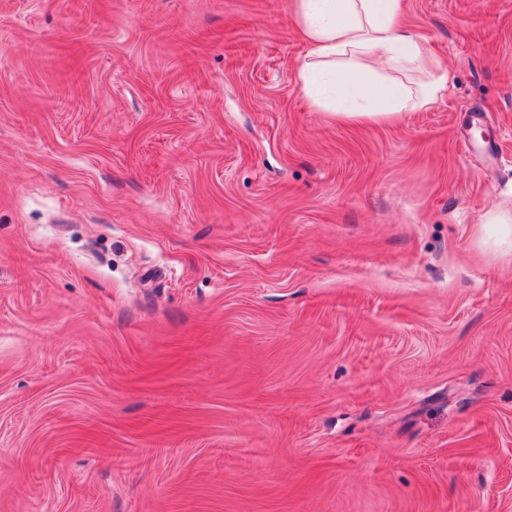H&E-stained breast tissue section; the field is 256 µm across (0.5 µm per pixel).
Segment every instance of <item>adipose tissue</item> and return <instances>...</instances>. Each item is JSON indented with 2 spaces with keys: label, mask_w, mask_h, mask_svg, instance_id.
<instances>
[{
  "label": "adipose tissue",
  "mask_w": 512,
  "mask_h": 512,
  "mask_svg": "<svg viewBox=\"0 0 512 512\" xmlns=\"http://www.w3.org/2000/svg\"><path fill=\"white\" fill-rule=\"evenodd\" d=\"M290 11L308 45L300 89L337 121L384 123L447 91L441 59L401 21L403 0H290Z\"/></svg>",
  "instance_id": "adipose-tissue-1"
}]
</instances>
